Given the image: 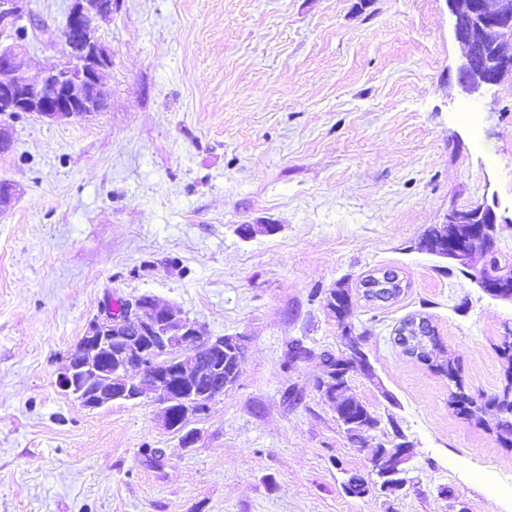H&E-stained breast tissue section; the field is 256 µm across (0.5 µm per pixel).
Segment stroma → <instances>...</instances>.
Listing matches in <instances>:
<instances>
[{"label": "stroma", "instance_id": "stroma-1", "mask_svg": "<svg viewBox=\"0 0 512 512\" xmlns=\"http://www.w3.org/2000/svg\"><path fill=\"white\" fill-rule=\"evenodd\" d=\"M70 4L27 0L30 77L64 59ZM453 21L446 0H114L104 108L0 114L15 143L0 155V512H512V446L449 404L459 383L479 402L512 386V300L417 248L449 209L485 203L512 271V79L464 93ZM380 269L406 280L397 300L365 298ZM339 288L342 320L326 305ZM143 293L242 340L190 447L150 401L89 410L55 384L103 300ZM412 316L459 383L395 343ZM347 324L372 367L351 392L379 421L360 441L317 387ZM296 340L309 354L287 361ZM396 427L408 484L347 494Z\"/></svg>", "mask_w": 512, "mask_h": 512}]
</instances>
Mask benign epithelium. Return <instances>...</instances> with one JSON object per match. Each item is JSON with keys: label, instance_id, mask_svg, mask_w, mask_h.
<instances>
[{"label": "benign epithelium", "instance_id": "obj_1", "mask_svg": "<svg viewBox=\"0 0 512 512\" xmlns=\"http://www.w3.org/2000/svg\"><path fill=\"white\" fill-rule=\"evenodd\" d=\"M26 0H0L1 113H34L52 122L77 119L99 112L105 100L101 73L111 56L97 35L96 19L112 13V0H72L62 38L68 48L65 61L49 67L38 81L26 75V59L16 31L34 23L24 8ZM454 16L453 35L461 49L459 82L469 94L512 75V0H447ZM448 224L465 225V233L422 237L419 246L466 263L480 250L496 252L491 229L498 223L489 206L451 209ZM423 324L411 319L396 335L397 344L414 356V341ZM127 336L139 340L128 343ZM236 355V366L224 376V351ZM242 347L237 336H210L180 309L151 294L121 298L115 313L106 302L89 321L85 333L70 350L56 384L83 407L97 409L114 401L150 398L161 406L164 426L174 431L171 407L182 421L200 414L209 402L224 395L240 374ZM349 373L336 369L320 380L326 398L348 385ZM413 445L395 450L381 443L371 457L375 479L351 474L344 483L350 491L367 495L371 489L399 490L406 486V464Z\"/></svg>", "mask_w": 512, "mask_h": 512}]
</instances>
